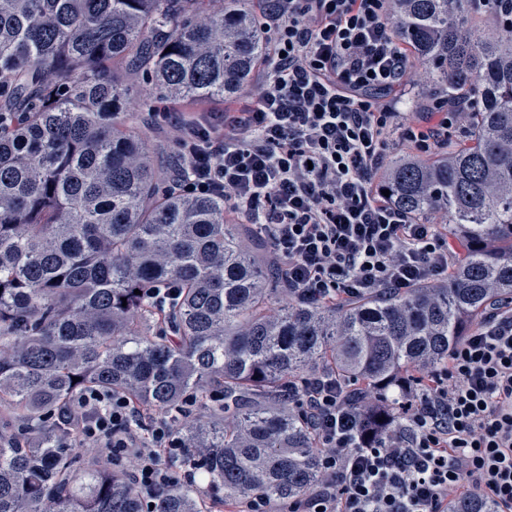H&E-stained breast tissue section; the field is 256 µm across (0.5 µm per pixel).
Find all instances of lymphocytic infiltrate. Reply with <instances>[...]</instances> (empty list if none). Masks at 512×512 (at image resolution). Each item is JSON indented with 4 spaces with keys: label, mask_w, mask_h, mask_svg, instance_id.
Here are the masks:
<instances>
[{
    "label": "lymphocytic infiltrate",
    "mask_w": 512,
    "mask_h": 512,
    "mask_svg": "<svg viewBox=\"0 0 512 512\" xmlns=\"http://www.w3.org/2000/svg\"><path fill=\"white\" fill-rule=\"evenodd\" d=\"M264 89L250 105L169 118L186 176L178 189L223 199L258 225L291 294L337 305L451 277L459 249L378 192L391 134L428 154L446 146L466 104L436 100L397 125L408 60L388 0H262ZM79 397L71 418L113 461L133 455L144 501L183 483V454L162 421L113 396ZM400 428L362 435L335 380L309 381L302 403L324 448L323 478L289 512H448L479 489L512 512V306L492 307L449 352L448 365L398 397Z\"/></svg>",
    "instance_id": "lymphocytic-infiltrate-1"
}]
</instances>
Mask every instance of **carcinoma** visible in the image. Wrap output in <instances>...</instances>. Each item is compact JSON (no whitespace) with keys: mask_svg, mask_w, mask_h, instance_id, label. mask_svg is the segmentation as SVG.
<instances>
[{"mask_svg":"<svg viewBox=\"0 0 512 512\" xmlns=\"http://www.w3.org/2000/svg\"><path fill=\"white\" fill-rule=\"evenodd\" d=\"M472 2L389 0L426 89L472 107L448 151L396 155L377 184L421 223L445 213L464 259L444 283L333 307L291 296L223 200L172 190L152 100L122 110L130 71L173 102L247 86L267 54L249 0H0V512H142L128 472L80 457L61 418L91 390L175 418L183 463L223 499L300 500L323 477L307 380L335 377L359 420L393 430L397 383L512 303V29L474 38ZM170 282L159 310L150 290ZM153 512L208 499L185 483ZM451 512L494 510L475 493Z\"/></svg>","mask_w":512,"mask_h":512,"instance_id":"carcinoma-1","label":"carcinoma"}]
</instances>
